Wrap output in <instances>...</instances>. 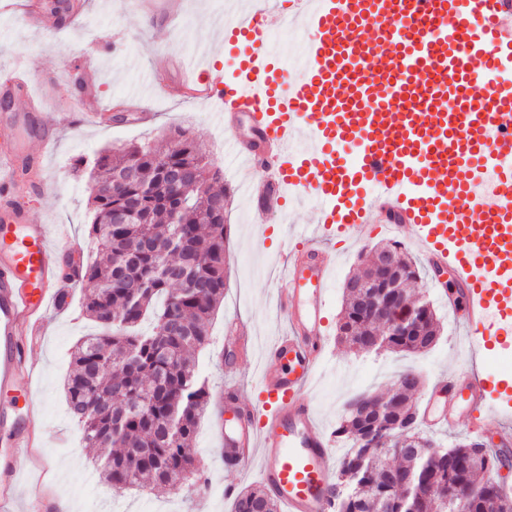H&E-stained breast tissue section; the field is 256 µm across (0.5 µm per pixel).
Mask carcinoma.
<instances>
[{"label": "carcinoma", "mask_w": 512, "mask_h": 512, "mask_svg": "<svg viewBox=\"0 0 512 512\" xmlns=\"http://www.w3.org/2000/svg\"><path fill=\"white\" fill-rule=\"evenodd\" d=\"M136 164L131 181L114 177ZM189 168L192 179L181 187L183 202L173 213L163 174ZM96 190L89 195L97 244L86 262L89 288L83 310L101 333L84 338L72 353L64 389L70 414L82 429L85 446L99 452V470L112 491L164 488L186 481L196 470L190 452L210 403L206 377L194 358L209 340V324L224 300V214L213 201L219 176L211 173L201 145L185 135L175 145L132 143L115 157L112 151L92 160L89 174ZM135 201L143 224H114L115 209ZM393 250L406 281L420 267L396 241ZM420 318L414 336H388L348 293L339 338L358 353L421 354L438 340L433 308L407 298ZM152 317L151 334L138 332ZM408 369L382 397H368L371 409L345 414L334 430L347 452L336 483L349 487L336 500V512H512V495L499 479L503 459L466 441L445 444L424 434L407 380ZM232 512H279L264 488L243 490Z\"/></svg>", "instance_id": "cac0c4a2"}]
</instances>
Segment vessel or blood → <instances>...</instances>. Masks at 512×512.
<instances>
[{
  "label": "vessel or blood",
  "mask_w": 512,
  "mask_h": 512,
  "mask_svg": "<svg viewBox=\"0 0 512 512\" xmlns=\"http://www.w3.org/2000/svg\"><path fill=\"white\" fill-rule=\"evenodd\" d=\"M26 19L57 27L41 0H24ZM512 0H275L224 25L238 75L223 85L183 81L170 93L214 99L224 123L247 125L225 150L243 158L239 173L258 207L307 198L314 221L299 226L278 273L287 333L268 344L258 396L225 388L215 402L225 466L258 469L284 512H334L332 440L321 428L311 384L328 349L327 295L337 244L354 245L377 227L405 231L430 268L447 272L450 298L464 315L471 359L512 349V92H471L494 82L512 60L505 21ZM305 23L310 37L298 76L283 81L268 44L284 22ZM26 70L0 74V94L25 96ZM82 88L66 109L77 122L99 117L94 88ZM42 150L0 149L9 174L0 180V394L17 388L28 350L43 336L45 311L75 288L78 274L61 263L82 252L66 232L25 207L14 185L39 189L42 152L55 145L53 125L39 129ZM512 394V374L459 369L440 375L423 398L431 430L465 424L480 436L494 395ZM35 411L18 414L0 455V503L18 490L21 451L38 427Z\"/></svg>",
  "instance_id": "obj_1"
}]
</instances>
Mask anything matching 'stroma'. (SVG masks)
Here are the masks:
<instances>
[{
  "label": "stroma",
  "mask_w": 512,
  "mask_h": 512,
  "mask_svg": "<svg viewBox=\"0 0 512 512\" xmlns=\"http://www.w3.org/2000/svg\"><path fill=\"white\" fill-rule=\"evenodd\" d=\"M66 3L69 11L60 29L50 35L27 26L16 7L0 8V72L23 60L32 78L30 87L33 93L43 94V111L50 119L59 89H71L75 64L89 58L101 107L113 113H133L135 105L128 96L141 91L149 93L155 117L144 124L89 122L61 127L56 147L45 159L46 182L30 206L50 228L66 226L85 255H93L88 236L92 216L88 179L78 168V159L145 138L167 142L180 130L204 143L214 167L224 173L227 287L211 321V344L199 352L198 360L213 394L234 384L244 398H252L264 345L287 329L284 316L275 308L272 270L281 264L291 230L311 223L315 206L305 202L285 214L258 215L252 199L239 186L236 158L224 150L226 133L214 105L179 103L157 87V77L177 79L183 61L204 69L211 81L234 78L236 60L213 48L200 26L201 10L215 12L216 0H182L178 15L170 20L138 14L130 0ZM392 238V233L380 230L340 254L329 294L330 327L338 325L346 280L364 268L375 244ZM432 283L431 275L425 274L410 286L412 293L432 303L441 327L439 341L424 355L357 354L330 339L329 361L311 392L325 433H332L354 396L385 394L407 368L420 374L421 383L412 397L418 404L439 374L469 364L457 315ZM83 293V286L74 288L71 312H48L46 336L31 354L38 366L35 379L21 378L15 392L0 396L1 411L18 413L30 406L39 410L44 433V445L31 454L28 477L9 504V512H28L30 504L45 499L63 503L64 512H232V502L224 496L225 485L241 490L259 484L260 479L253 470L241 474L225 468L209 414L198 428L197 472L188 485L177 491L144 488L118 495L103 483L94 467L97 453L84 447L63 392L75 343L96 331L95 324L81 313Z\"/></svg>",
  "instance_id": "35a3bbf8"
}]
</instances>
